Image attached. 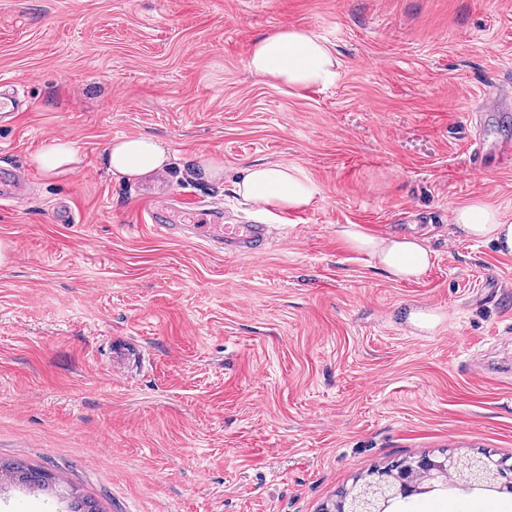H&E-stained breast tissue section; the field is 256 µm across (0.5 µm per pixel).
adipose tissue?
I'll list each match as a JSON object with an SVG mask.
<instances>
[{
	"mask_svg": "<svg viewBox=\"0 0 512 512\" xmlns=\"http://www.w3.org/2000/svg\"><path fill=\"white\" fill-rule=\"evenodd\" d=\"M248 67L267 82L297 91L326 84L336 75V59L329 47L313 34L295 28H278L259 38ZM170 155L169 147L155 137H120L109 144L106 164L113 176L146 178L165 171ZM235 191L245 200L277 211L305 209L316 194L314 185L294 169L271 163L247 166ZM453 223L466 236L512 254V216L499 208L472 199L455 208ZM337 234L349 249L368 255L396 281L418 279L431 264L432 251L418 237L377 236L358 224L344 225Z\"/></svg>",
	"mask_w": 512,
	"mask_h": 512,
	"instance_id": "1",
	"label": "adipose tissue"
}]
</instances>
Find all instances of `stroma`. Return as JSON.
<instances>
[{
	"label": "stroma",
	"instance_id": "obj_1",
	"mask_svg": "<svg viewBox=\"0 0 512 512\" xmlns=\"http://www.w3.org/2000/svg\"><path fill=\"white\" fill-rule=\"evenodd\" d=\"M284 27L329 46L330 83L249 71ZM0 88L26 102L0 120V168L35 181L0 206V461L102 512H322L402 459L512 457V254L452 226L474 198L512 215V0H0ZM487 94L499 112L473 109ZM136 135L170 147L162 177L108 172ZM57 139L80 161L50 176L31 156ZM196 154L223 171L202 179ZM257 161L313 204L256 212L234 183ZM161 178L267 220L271 245L160 237L137 212ZM342 224L426 238L433 262L390 280ZM414 310L443 319L419 336ZM406 507L512 512V494L451 483ZM0 512L69 500L0 480ZM6 472L9 477L20 484L37 485L42 488H49L52 485L56 486L58 478L47 471H39L34 468H29L21 464H2L0 463V478Z\"/></svg>",
	"mask_w": 512,
	"mask_h": 512
}]
</instances>
